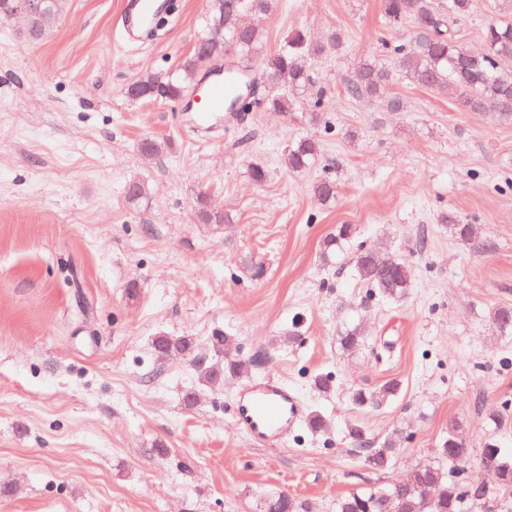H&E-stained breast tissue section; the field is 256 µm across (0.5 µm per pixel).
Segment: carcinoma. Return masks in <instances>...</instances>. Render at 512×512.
Masks as SVG:
<instances>
[{
    "mask_svg": "<svg viewBox=\"0 0 512 512\" xmlns=\"http://www.w3.org/2000/svg\"><path fill=\"white\" fill-rule=\"evenodd\" d=\"M64 0H48L46 10L29 17L27 32L31 41L41 40L62 12ZM274 0H208L205 18L206 34L198 40L203 54L236 56L242 68L255 56H263V76L288 75L289 87L298 91L312 80L311 62L326 48L337 49L340 39L333 35L328 45L311 42L302 31H295L270 53H263L261 33L256 28L239 24L244 13L258 16L272 10ZM472 0H382L383 17L389 25L407 21L415 24L416 33L406 44L394 47L401 69L418 85L435 90L452 91L460 97L462 107L469 112H494L502 119L512 120V73L499 69V60L512 57V17L497 18L485 28L483 44L479 49H468L458 44L454 23L470 13ZM202 57L192 53L184 58L176 70L152 75L136 81L143 98L150 101H168L181 98L194 84L201 69ZM390 74L379 65L366 62L358 69L356 78L348 85L351 97H372L384 93ZM260 104L275 112H288L293 106L289 97L272 96L247 106ZM320 154L318 140L304 137L292 141L286 150L285 161L294 172H303L314 165ZM198 220L202 224H222L227 217L208 208L205 200L198 202ZM358 277L387 299L403 297L410 288L408 269L383 244L361 249L355 257ZM233 341L226 336L214 338V345L224 348V366L219 368L194 352L187 337L160 336L154 349L162 359L182 357L192 361L201 378L214 383L224 372H235L242 363L227 357ZM399 383L391 380L373 392L358 390L352 394V403L363 408L378 405L395 397ZM357 444L363 448L366 464L384 470L392 464L397 452L396 443L388 441L377 448L368 447L360 430H350ZM437 461L416 467L401 479L380 488L355 492L336 501V512H464L472 498H484L488 490L464 476L462 467L468 461L471 449L467 447L463 425L453 421L436 449ZM483 464L498 471L497 492L512 494V456H505L498 444L487 443L483 449ZM298 512L299 506L284 494L270 497L267 512Z\"/></svg>",
    "mask_w": 512,
    "mask_h": 512,
    "instance_id": "obj_1",
    "label": "carcinoma"
}]
</instances>
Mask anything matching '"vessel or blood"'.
Here are the masks:
<instances>
[{
    "label": "vessel or blood",
    "instance_id": "vessel-or-blood-1",
    "mask_svg": "<svg viewBox=\"0 0 512 512\" xmlns=\"http://www.w3.org/2000/svg\"><path fill=\"white\" fill-rule=\"evenodd\" d=\"M161 2L125 0L121 12L125 35H132L134 27L152 22ZM233 93L231 82L213 76L185 106L184 113L188 122L199 131H214ZM302 413L301 406L288 394L280 380L268 378L243 388L234 410V421L237 429L252 442L284 447L288 444V431L292 423Z\"/></svg>",
    "mask_w": 512,
    "mask_h": 512
}]
</instances>
